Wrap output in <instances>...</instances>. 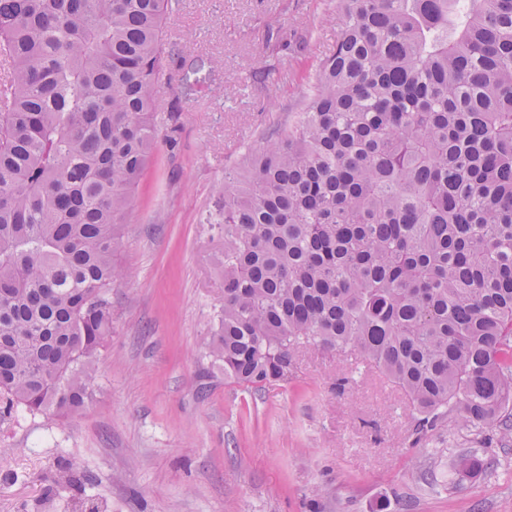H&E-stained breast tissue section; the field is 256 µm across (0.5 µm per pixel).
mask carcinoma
Here are the masks:
<instances>
[{
  "instance_id": "cac0c4a2",
  "label": "carcinoma",
  "mask_w": 512,
  "mask_h": 512,
  "mask_svg": "<svg viewBox=\"0 0 512 512\" xmlns=\"http://www.w3.org/2000/svg\"><path fill=\"white\" fill-rule=\"evenodd\" d=\"M172 0H0V423L79 411L112 339ZM288 126L227 172L207 344L245 389L356 353L418 414L512 434V0H338Z\"/></svg>"
}]
</instances>
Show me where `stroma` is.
Returning <instances> with one entry per match:
<instances>
[{
	"mask_svg": "<svg viewBox=\"0 0 512 512\" xmlns=\"http://www.w3.org/2000/svg\"><path fill=\"white\" fill-rule=\"evenodd\" d=\"M285 28L297 39L266 48ZM340 33L336 0H179L184 51L153 93L159 143L119 227L112 340L76 415L0 425V512H512V439L415 430L403 393L356 354L296 355L247 391L204 355L224 296V174L289 113ZM479 453L487 470L470 476ZM72 468L82 486L60 482Z\"/></svg>",
	"mask_w": 512,
	"mask_h": 512,
	"instance_id": "obj_1",
	"label": "stroma"
}]
</instances>
